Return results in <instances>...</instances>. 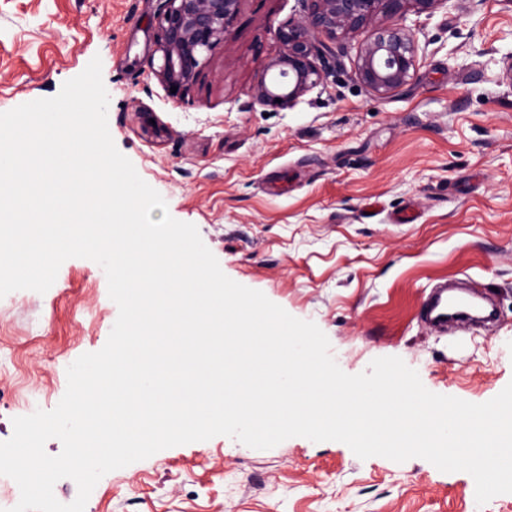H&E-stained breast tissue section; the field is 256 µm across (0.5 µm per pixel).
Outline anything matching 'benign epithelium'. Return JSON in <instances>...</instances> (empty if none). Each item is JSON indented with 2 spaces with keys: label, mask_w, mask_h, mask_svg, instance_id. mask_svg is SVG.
<instances>
[{
  "label": "benign epithelium",
  "mask_w": 512,
  "mask_h": 512,
  "mask_svg": "<svg viewBox=\"0 0 512 512\" xmlns=\"http://www.w3.org/2000/svg\"><path fill=\"white\" fill-rule=\"evenodd\" d=\"M156 51L162 64L155 74L166 88L182 92L198 78L204 54L224 44V34L238 14L239 0H164ZM307 13L279 29L282 52L269 60L253 89L263 104L289 108L321 78L314 59V38L363 36L356 75L379 97L408 84L416 67L413 35L398 24L408 11L432 15L448 0H307Z\"/></svg>",
  "instance_id": "1"
}]
</instances>
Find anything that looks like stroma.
Listing matches in <instances>:
<instances>
[{"label":"stroma","mask_w":512,"mask_h":512,"mask_svg":"<svg viewBox=\"0 0 512 512\" xmlns=\"http://www.w3.org/2000/svg\"><path fill=\"white\" fill-rule=\"evenodd\" d=\"M163 0H0V112L57 95L100 57L118 150L194 224L223 273L314 322L354 375L397 356L431 392L472 403L512 382V0L407 13L416 70L380 98L356 76L359 38L318 36L322 80L293 107L255 102L303 0H240L223 47L180 95L154 74ZM470 279L493 330L439 334L429 289ZM0 298V442L54 409L67 367L118 317L100 265L65 260L50 289ZM85 512H512L477 505L468 473L359 459L337 441L267 449L217 436L104 475Z\"/></svg>","instance_id":"obj_1"}]
</instances>
